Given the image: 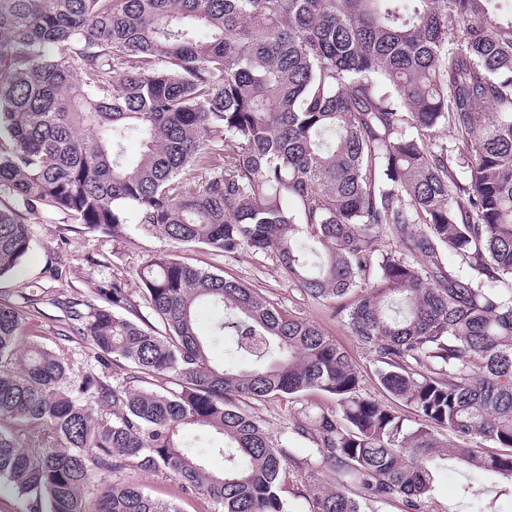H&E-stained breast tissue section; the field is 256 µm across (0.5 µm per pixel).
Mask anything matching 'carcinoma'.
<instances>
[{
  "label": "carcinoma",
  "instance_id": "obj_1",
  "mask_svg": "<svg viewBox=\"0 0 512 512\" xmlns=\"http://www.w3.org/2000/svg\"><path fill=\"white\" fill-rule=\"evenodd\" d=\"M506 2L0 0V192L14 200L0 279L18 276L44 211L115 240L133 215L176 248L271 252L312 299L354 295L336 312L419 417L365 396L318 327L172 252L143 268L137 298L118 280L69 297L26 284L20 302L0 297V483L29 512H181L107 482L158 471L215 512H290L286 473L322 464L330 485L308 489V512H427L445 456L512 478ZM45 302L104 372L24 345ZM203 302L224 309L206 337ZM227 330L249 365L212 364ZM308 391L335 407L294 409L285 440L247 409Z\"/></svg>",
  "mask_w": 512,
  "mask_h": 512
}]
</instances>
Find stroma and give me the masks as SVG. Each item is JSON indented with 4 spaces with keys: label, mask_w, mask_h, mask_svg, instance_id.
<instances>
[{
    "label": "stroma",
    "mask_w": 512,
    "mask_h": 512,
    "mask_svg": "<svg viewBox=\"0 0 512 512\" xmlns=\"http://www.w3.org/2000/svg\"><path fill=\"white\" fill-rule=\"evenodd\" d=\"M32 236V250L18 279L0 280V294L11 295L22 281L70 295L115 280L124 282L135 293L141 287L139 270L156 254L171 247L169 241L142 231L135 223L130 224L126 239L115 240L87 233L81 225L50 212L45 213L41 223L33 225ZM186 258L203 269L238 278L259 289L291 317L316 325L359 368L365 392L379 401L389 402V395L377 382L367 350L344 321L333 315L332 303L311 299L289 281L273 253H245L228 258L198 247L188 251ZM61 316L59 309L43 305L41 314L30 319L31 335L45 347L64 353L75 371L96 368L90 349L59 340L56 329ZM134 481L154 498L177 500L182 512H214L208 496L199 492L182 493L170 474H140ZM469 484L482 488L480 500H473L465 493L464 488ZM489 507L494 512H512V481L483 476L453 460L436 471L428 512H485Z\"/></svg>",
    "instance_id": "stroma-1"
}]
</instances>
